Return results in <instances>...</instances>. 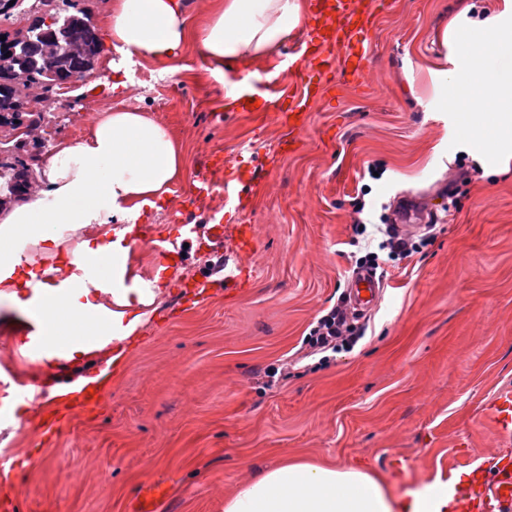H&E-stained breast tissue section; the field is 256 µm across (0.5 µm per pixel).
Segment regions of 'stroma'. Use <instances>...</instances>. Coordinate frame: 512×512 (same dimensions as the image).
I'll return each mask as SVG.
<instances>
[{"label":"stroma","mask_w":512,"mask_h":512,"mask_svg":"<svg viewBox=\"0 0 512 512\" xmlns=\"http://www.w3.org/2000/svg\"><path fill=\"white\" fill-rule=\"evenodd\" d=\"M474 23L456 20V0H388L369 34L362 79L337 69L313 103L296 142L271 118L235 110L210 61L188 43L164 72L132 57L136 107L165 125L186 157L161 210L139 219L148 239L131 262L153 279L163 259L151 239L181 241L186 226L207 235L223 210L224 257L239 261L244 285L185 293L196 277L216 278L214 258L190 244L178 283L148 307L136 345L110 370L96 406L71 411L56 437L37 419L16 420V393L38 373L16 344L20 315L0 299V365L17 377L0 393V500L17 512H131L143 486L162 483L158 512H224V496L252 474L288 461L367 466L410 502L434 481L512 453V437L488 420L491 400L512 391V138L499 154L464 134L448 109V74L468 61L456 36L506 0H472ZM99 71L79 81L73 110L44 114L63 139L88 136L99 114L127 104ZM248 176L242 206L220 193L189 201L205 159ZM404 197L419 198L438 223L396 257L380 223ZM367 219L357 234V218ZM250 226L255 248L236 250ZM377 252L383 294L355 315L364 337L351 352L308 355L311 324L351 288L357 258ZM281 375L267 377L268 368Z\"/></svg>","instance_id":"35a3bbf8"}]
</instances>
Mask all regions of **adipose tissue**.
<instances>
[{"label":"adipose tissue","mask_w":512,"mask_h":512,"mask_svg":"<svg viewBox=\"0 0 512 512\" xmlns=\"http://www.w3.org/2000/svg\"><path fill=\"white\" fill-rule=\"evenodd\" d=\"M305 0H214L199 31H192L184 0H113L102 19L114 52L140 54L160 64L175 59L197 41L223 82L232 65L269 57L303 25ZM487 47L469 46L470 69L462 93H450V109L465 113L466 124L483 131L487 124L512 129V83L505 84L479 63L486 50L507 38L494 18L482 20ZM186 173V160L168 128L137 108L122 107L100 116L82 139L58 142L37 171L39 193L0 209V297L21 309L41 298L51 333L65 337V361L80 365L93 356L120 359L125 341L138 336L145 310L166 293L162 280L141 288L112 291L111 339L100 338L91 315L104 307L103 294L87 287L80 270L108 256H128L134 224L168 200L172 185ZM71 225L82 238L69 246L54 228ZM27 251V263L17 260ZM70 287H59L60 277ZM448 501L432 491L409 504L393 500L374 473L354 467L290 462L244 481L224 499V512H446Z\"/></svg>","instance_id":"1"}]
</instances>
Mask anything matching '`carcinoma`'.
Wrapping results in <instances>:
<instances>
[{
    "label": "carcinoma",
    "instance_id": "cac0c4a2",
    "mask_svg": "<svg viewBox=\"0 0 512 512\" xmlns=\"http://www.w3.org/2000/svg\"><path fill=\"white\" fill-rule=\"evenodd\" d=\"M48 7L49 17L53 19L50 28L55 30L56 36H62V31L75 35V40L80 42L83 52L77 56L66 53L58 58V66L55 69H46L42 65L43 41L38 36L18 28L13 31L0 29V37L5 36L11 40L13 53L0 57V106L8 99L10 108L16 115L18 124H24L23 117L29 118L27 126H35L40 123L42 115L39 112H26L28 101L24 100L21 91L14 85L12 71L17 66V61L25 63L31 73V84L27 87L28 94L34 98L46 95L59 88L58 80L62 74L72 71L84 73L93 69L98 60L102 45L98 29L93 21L89 9L78 7L77 0H42ZM26 134L22 133L11 141L1 142L0 149L14 155V162L3 165L0 169V190L7 193L11 188L21 187V183L29 180L28 173L34 165L35 157H21V152L26 146Z\"/></svg>",
    "mask_w": 512,
    "mask_h": 512
}]
</instances>
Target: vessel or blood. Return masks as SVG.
<instances>
[{"mask_svg": "<svg viewBox=\"0 0 512 512\" xmlns=\"http://www.w3.org/2000/svg\"><path fill=\"white\" fill-rule=\"evenodd\" d=\"M310 14L314 22L311 34L304 42L299 59L288 65V88L266 76L252 78L239 88V104L255 99L276 97L283 111L282 123L289 130L303 129L313 102L324 92L321 83L306 74L307 69H316L318 74L333 70L336 54H343L356 77H363L370 58V44L366 38L373 24L380 0H310ZM205 173L192 190L193 195L223 189L225 205H233L242 194L245 185L242 177L225 173L222 163L205 161ZM81 277L91 288H109L115 283L132 286L133 270L123 269L120 263L108 261L103 265L89 266ZM358 286L351 295L355 307L375 304L381 296V285L376 276L362 272L356 275ZM31 336L30 350L41 353L49 348H60L57 337L44 333L42 318H35L28 326ZM491 416L497 431L512 435V392L495 398ZM494 480H487L483 471H474L468 485L449 483L448 495L453 512H512V455L500 454ZM168 495L166 487L159 483L146 486L133 512H156V505Z\"/></svg>", "mask_w": 512, "mask_h": 512, "instance_id": "b4317fda", "label": "vessel or blood"}]
</instances>
